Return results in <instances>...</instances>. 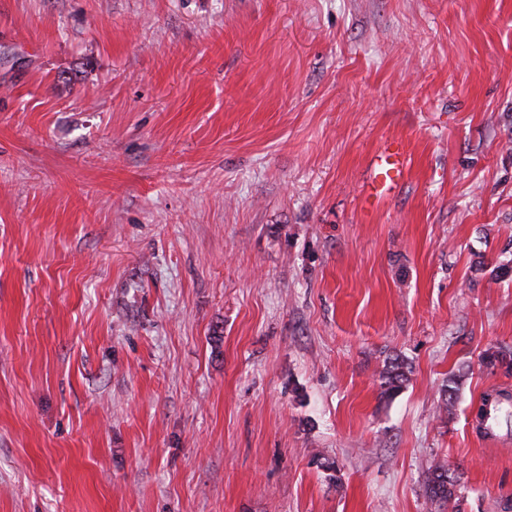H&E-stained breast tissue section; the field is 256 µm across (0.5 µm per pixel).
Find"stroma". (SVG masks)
<instances>
[{"mask_svg":"<svg viewBox=\"0 0 512 512\" xmlns=\"http://www.w3.org/2000/svg\"><path fill=\"white\" fill-rule=\"evenodd\" d=\"M507 262L512 0H0V512H512ZM406 156L405 145L400 140H390L383 145L373 160L372 174L363 188V201L367 207L401 186ZM407 365L403 358H395L386 365L379 375L383 396L392 397L409 381L408 375L411 371ZM457 482V478L448 467L437 465L429 470L427 497L443 511L450 507L452 512H460Z\"/></svg>","mask_w":512,"mask_h":512,"instance_id":"stroma-1","label":"stroma"}]
</instances>
